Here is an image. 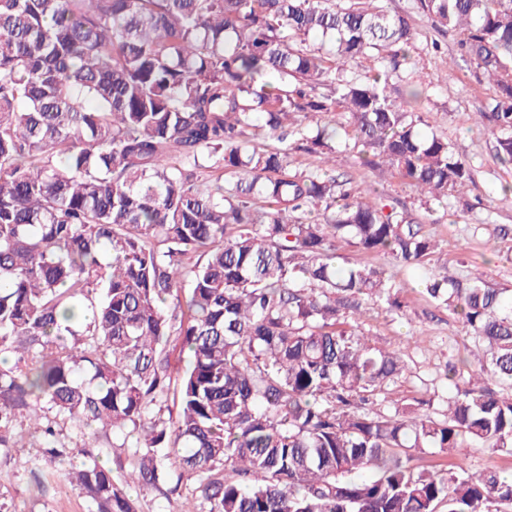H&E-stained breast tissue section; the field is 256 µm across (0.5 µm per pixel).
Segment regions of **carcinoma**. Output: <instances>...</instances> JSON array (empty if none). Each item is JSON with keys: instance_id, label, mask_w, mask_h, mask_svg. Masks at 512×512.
<instances>
[{"instance_id": "cac0c4a2", "label": "carcinoma", "mask_w": 512, "mask_h": 512, "mask_svg": "<svg viewBox=\"0 0 512 512\" xmlns=\"http://www.w3.org/2000/svg\"><path fill=\"white\" fill-rule=\"evenodd\" d=\"M377 0H0V447L28 413L96 512H134L90 452L135 433L129 482L197 477L208 512H501L512 477L411 464L469 442L512 456V396L466 388L442 417L424 400L365 408L404 370L345 321L369 300L398 312L384 272L336 265V242L431 261L437 242L289 151L344 145L426 203L471 180L389 72L409 58L408 18ZM496 87V156L512 164V0H417ZM321 37L318 45L309 43ZM222 169L229 176L204 181ZM427 295L483 347L481 373L512 387V298L481 275L430 276ZM190 361L177 414L168 343Z\"/></svg>"}]
</instances>
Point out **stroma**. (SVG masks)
<instances>
[{
    "instance_id": "obj_1",
    "label": "stroma",
    "mask_w": 512,
    "mask_h": 512,
    "mask_svg": "<svg viewBox=\"0 0 512 512\" xmlns=\"http://www.w3.org/2000/svg\"><path fill=\"white\" fill-rule=\"evenodd\" d=\"M382 9L405 15L414 32L410 58L389 82L393 97L404 98L408 85L425 90L415 111L421 112L431 128L471 164L472 181L463 194L449 205H434L432 212L420 206L415 189L391 169H375L360 164L345 152L336 154V171L350 178L359 189L372 191L382 202H400L428 224L440 251L425 266L402 270L383 253H367L347 241L336 248V262L346 266L364 264L384 270L393 277L403 308L389 313L386 308L349 310L348 323L372 342L400 353L406 369L389 383L377 399V410L388 411L395 404L413 399L432 401L433 412H442L445 399L455 388L448 379L449 367L461 368L471 384L499 390L494 379L480 375L474 356L475 342L461 318L434 303L426 294L428 276L461 279L472 270L484 274L489 287L512 294V199L504 198L500 187L512 183V165L503 166L495 155L496 131L490 123L475 124V115L484 111L495 96L494 87L479 78L467 62H454L458 35L437 31L431 20L416 7L415 0H378ZM68 442L66 455L54 457L38 447L0 448V512H94L91 501L73 490L65 479L70 465L78 464L77 434L64 428ZM135 436L101 435L96 453L122 482L136 465ZM462 463L478 472L495 467L512 472V458L492 453L480 445L461 448L455 461L438 457L421 458V465L451 468ZM199 482L191 478L173 492L127 486L125 492L135 512H206L198 492Z\"/></svg>"
}]
</instances>
